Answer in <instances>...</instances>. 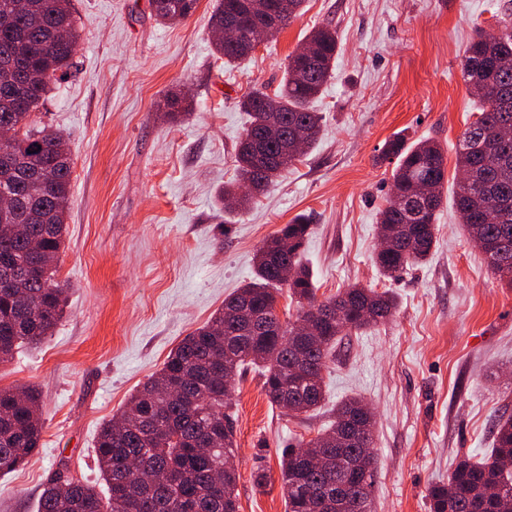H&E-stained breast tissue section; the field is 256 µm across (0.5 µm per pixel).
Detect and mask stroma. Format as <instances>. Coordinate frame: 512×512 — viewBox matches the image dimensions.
I'll return each mask as SVG.
<instances>
[{
	"instance_id": "obj_1",
	"label": "stroma",
	"mask_w": 512,
	"mask_h": 512,
	"mask_svg": "<svg viewBox=\"0 0 512 512\" xmlns=\"http://www.w3.org/2000/svg\"><path fill=\"white\" fill-rule=\"evenodd\" d=\"M72 6L75 65L36 116L74 162L55 274L67 306L43 343L0 364V389H35L43 423L33 458L0 478V512H36L63 466L103 488L100 426L252 277L263 241L300 214L312 221L303 260L318 297L359 283L390 291L399 309L337 343L314 412L272 406L255 369L236 379L239 512H286L284 448L313 438L352 396L376 416L375 512H428V487L447 481L460 458L489 453L496 419L512 415V288L488 268L451 199L428 259L394 279L379 273L377 224L393 169L379 154L401 132L456 149L477 110L462 52L476 28L498 30L512 0H307L301 16L233 67L212 52L214 0H198L175 25L157 22L149 0ZM326 22L340 50L316 103L319 143L249 211L224 214L215 197L236 175L241 95L277 86L289 54ZM172 89L193 101L175 121L163 110Z\"/></svg>"
}]
</instances>
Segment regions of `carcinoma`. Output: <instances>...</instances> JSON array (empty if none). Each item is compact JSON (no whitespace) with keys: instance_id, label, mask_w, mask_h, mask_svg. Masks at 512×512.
<instances>
[{"instance_id":"carcinoma-1","label":"carcinoma","mask_w":512,"mask_h":512,"mask_svg":"<svg viewBox=\"0 0 512 512\" xmlns=\"http://www.w3.org/2000/svg\"><path fill=\"white\" fill-rule=\"evenodd\" d=\"M30 2L32 9L19 14L10 0H0V62L23 60L25 83L22 99L11 97L6 87L13 76L0 69V127L21 130L0 151L9 149L27 164L10 187L13 208L0 213V364L51 335L65 304L55 274L67 234L73 159L60 153L56 133L26 116L67 76L79 33L71 0ZM197 2L149 0V5L156 21L173 25L190 17ZM278 2L281 29L305 10L306 0ZM229 15L239 17L246 37L260 20L252 0H217L214 32L224 30ZM484 36L477 31L461 56L462 78L479 107L456 151L461 176L455 205L469 238L485 245L488 266L512 287V138H499L512 128V18H501L491 39ZM305 43L319 54L318 68L304 69L292 53L275 90L255 87L239 101L249 125L237 145V179L219 195L231 214L248 208L301 158L290 149L296 132L306 133L305 150L319 139L322 116L316 103L335 67L336 29L324 23ZM214 52L227 63L247 58L221 38L215 39ZM165 109L176 119L193 104L182 91H172ZM393 158L398 162L377 224L389 248L375 257L387 278L430 254L447 183V152L437 140L408 143L399 136L379 156ZM310 227L308 218L298 217L266 239L256 251L253 278L224 299L209 323L185 336L120 415L101 426L95 453L106 493L71 483L59 472L43 489L37 512H239L237 472L225 468V458L237 452L226 412L235 377L249 366L258 369L271 404L307 414L324 400L323 371L339 337L384 323L397 309L391 295L358 285L318 300L313 274L301 258ZM283 267L292 273L288 293L297 303V318H313L311 334L279 316ZM374 427L369 406L348 398L316 437L289 447L280 462L288 512H373ZM41 435L38 395L26 387L0 389V476L25 465ZM305 448L315 449L323 464H312ZM427 499L429 512H512V416L496 420L490 455L460 459L448 482L427 489Z\"/></svg>"}]
</instances>
